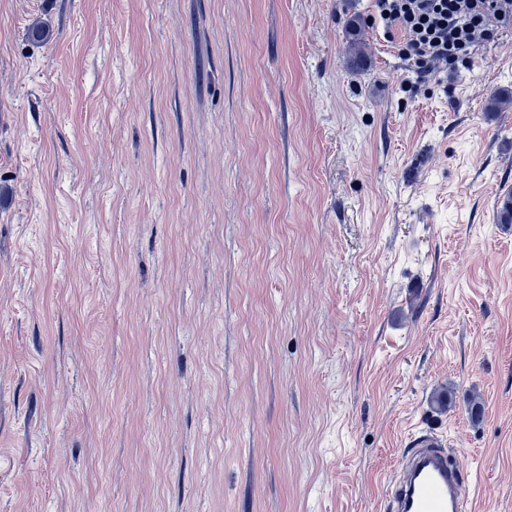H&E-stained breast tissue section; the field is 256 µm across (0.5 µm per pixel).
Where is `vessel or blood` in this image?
Masks as SVG:
<instances>
[{"label": "vessel or blood", "instance_id": "vessel-or-blood-1", "mask_svg": "<svg viewBox=\"0 0 512 512\" xmlns=\"http://www.w3.org/2000/svg\"><path fill=\"white\" fill-rule=\"evenodd\" d=\"M418 449L390 480L387 495L392 512H470L472 501L459 463L433 438Z\"/></svg>", "mask_w": 512, "mask_h": 512}]
</instances>
